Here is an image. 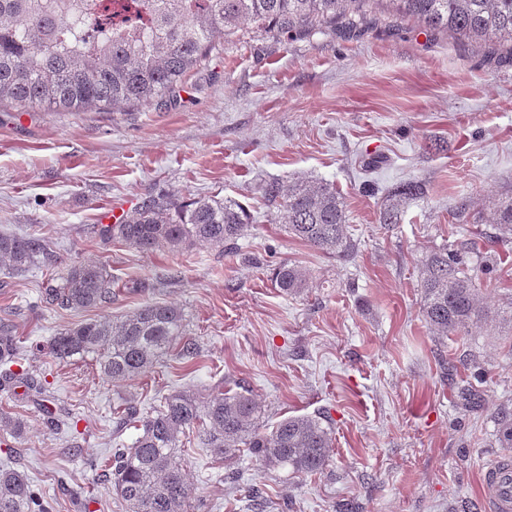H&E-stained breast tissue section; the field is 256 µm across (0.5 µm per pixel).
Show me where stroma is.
I'll list each match as a JSON object with an SVG mask.
<instances>
[{"instance_id": "35a3bbf8", "label": "stroma", "mask_w": 512, "mask_h": 512, "mask_svg": "<svg viewBox=\"0 0 512 512\" xmlns=\"http://www.w3.org/2000/svg\"><path fill=\"white\" fill-rule=\"evenodd\" d=\"M302 176L333 183L347 205L349 260L324 254L270 220L261 186ZM421 180L427 196L400 224L377 222L389 189ZM512 192V56L380 14L350 37L325 29L272 37L245 25L189 76L174 104L67 112L0 110V232L44 240L50 259L0 270V319L24 346L20 366L48 383L68 426L47 430L18 385L0 412L24 437L0 434V468L27 474L52 512H127L104 469L132 431L116 407L149 411L179 390L249 392L262 423L323 414L334 431L329 467L293 476L248 451L231 465L185 451L206 512H486V462L502 455L501 409L512 410V336L491 325L437 340L420 312V268L435 249L471 240L492 268L491 305L512 301V240L488 217ZM236 199L254 221L224 250L196 244L146 254L101 234L102 214L130 216L149 200ZM469 200L467 223L452 210ZM105 264L112 300L61 311L38 299L71 263ZM286 261L302 294L271 280ZM147 301L182 309L199 354L172 357L132 381H102L91 362L35 350L61 329L110 320ZM485 372L476 382L464 358ZM259 491L261 504L248 500Z\"/></svg>"}]
</instances>
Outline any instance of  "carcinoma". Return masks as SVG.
Segmentation results:
<instances>
[{"mask_svg":"<svg viewBox=\"0 0 512 512\" xmlns=\"http://www.w3.org/2000/svg\"><path fill=\"white\" fill-rule=\"evenodd\" d=\"M381 0H0V108L28 111L44 105L72 112L142 106L177 93L190 72L221 51L227 38L251 22L272 36H302L326 28L343 35L361 31ZM393 16L433 33L482 41L512 56V0H386ZM268 213L288 232L344 260L353 255L347 209L336 186L297 177L264 184ZM425 197L419 181L395 187L382 202L378 222L400 223L410 205ZM238 201L199 199L180 206L152 200L103 234L144 253L180 251L203 242L232 248L252 223ZM491 223L512 236V196L498 199ZM46 254L43 241L0 232V266L24 272ZM492 273L476 246H443L420 269L421 309L438 339L469 336L488 322L508 323L512 313L480 299L477 281ZM277 288L297 295L307 288L300 270L281 262L273 269ZM112 299L106 265L75 262L50 279L40 303L51 310H86ZM180 309L148 301L113 320H86L35 345L60 363L95 362L102 379L134 380L149 373L170 351L188 360L197 345L187 337ZM20 340L0 329V389L16 382L40 402L51 430L64 425L45 383L17 374ZM259 405L246 392L222 387L206 395L177 391L144 415L137 404L121 408L120 427L136 436L112 449V486L128 512H190L192 493L178 452L181 437L229 461L241 448L264 465L297 475L323 473L333 431L317 415H291L267 432L258 424ZM0 431L14 438L26 422L0 413ZM502 447L512 448V413L499 418ZM0 512H50L49 502L16 468L0 469Z\"/></svg>","mask_w":512,"mask_h":512,"instance_id":"carcinoma-1","label":"carcinoma"}]
</instances>
